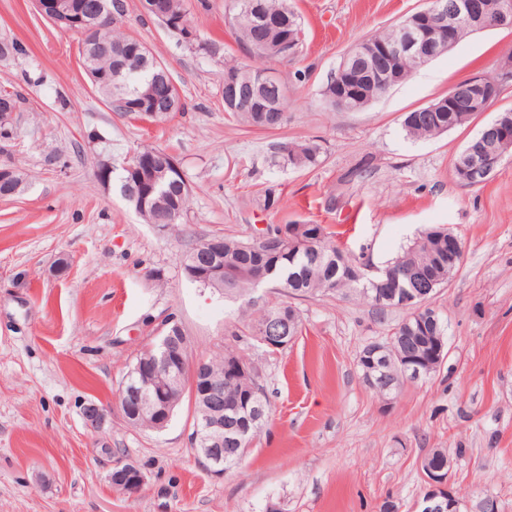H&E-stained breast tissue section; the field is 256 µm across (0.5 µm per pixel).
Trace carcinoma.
I'll use <instances>...</instances> for the list:
<instances>
[{
	"mask_svg": "<svg viewBox=\"0 0 512 512\" xmlns=\"http://www.w3.org/2000/svg\"><path fill=\"white\" fill-rule=\"evenodd\" d=\"M112 8V19L99 25L95 30L82 35L80 55L84 69L97 91L106 101L118 102L121 113L128 111L127 102L136 98L135 86L146 85L151 80L153 70L147 68L137 73H124L116 80L121 87L114 86L113 67L115 58L110 54H99L96 47L108 44L117 47L121 53L139 54L145 50L144 43L126 36L119 28L123 14V4L119 0H97ZM250 0H233L231 25L237 34V40L252 52L256 43L249 33L242 29L244 7ZM263 10L283 19L287 33L301 31V19L291 0H255ZM288 87L279 86L278 112H235L233 116L243 125L260 130H278L287 122ZM154 105L157 107L156 120L162 121L181 111L183 104L180 94L170 77H165L158 88ZM405 135L412 139H429L440 135L437 127L417 118V113L408 112L402 121ZM321 147L309 141L303 143L285 142L279 146L278 155L283 164L293 168H309L320 160ZM186 181L182 169H171L161 191L180 205L181 215L172 224L177 228L183 223L189 209L190 195L182 190ZM285 239L280 250L269 252L257 240H242L236 237H224V292L247 291L256 286L255 278L272 282L285 295L316 296L330 293L331 282L342 289L344 297L371 304L380 310L398 309L402 299L411 303L405 305L409 314L393 328L385 339L388 348L372 358L362 356L359 368L363 381L380 397L392 399L407 382L416 380L412 374L418 369L423 378L429 376L419 362L421 356L431 349L432 337L447 333V325L433 306L438 289L448 283V229L432 227L421 232L401 252L369 276L362 271L361 264L330 240L325 228L320 224H286ZM435 278L438 285L422 298L416 297L420 291V276ZM287 303L265 304L261 307L249 302L242 310L241 318L249 321L252 336L262 343L267 327L272 332L288 330V335L296 336L302 331L303 320L299 311H294L293 319L284 325L280 323L282 309ZM235 356L250 363L249 356L227 348L222 353L207 359L211 376L220 381L225 378V359ZM253 409L243 404L224 407V436H237V427L249 429L247 444L252 443L261 432L264 424L252 423ZM224 447L234 449V457L224 458V470L237 467L248 454L246 444L234 445L224 442ZM434 464L451 467L447 452L442 448L433 450L422 461V470Z\"/></svg>",
	"mask_w": 512,
	"mask_h": 512,
	"instance_id": "obj_1",
	"label": "carcinoma"
}]
</instances>
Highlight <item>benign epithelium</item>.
<instances>
[{"mask_svg": "<svg viewBox=\"0 0 512 512\" xmlns=\"http://www.w3.org/2000/svg\"><path fill=\"white\" fill-rule=\"evenodd\" d=\"M38 11L52 23L61 14H67L68 30L82 27L86 30L103 22L102 14L94 7L86 10L87 16L73 18L71 5L65 0H35ZM146 15L161 21L168 20L166 0H146L142 3ZM280 18L268 15L253 5L247 13V24L253 30L278 27ZM497 25L487 13L485 0H426V5L413 12L402 23L394 39L383 45L358 48L349 52L341 61L336 84L344 85L346 74L362 72L371 85L386 92L399 83L395 64L403 57L413 59L424 66L459 42V32L482 31ZM303 33L293 32L278 45L281 58L294 56L302 43ZM501 79L470 78L463 84H455L448 94L420 108L425 121L444 127L436 113L452 111L486 112L499 97L501 81L512 78V57L505 59L500 68ZM279 88L276 76L262 70L253 75L250 70L243 74L224 75V105L231 109L249 108L265 112L276 108L275 95ZM512 112L498 113L496 119L483 127L475 140L464 151L460 169L471 181L478 183L488 177L502 158L512 152ZM132 168L139 171L138 185L124 190L125 199L132 202L146 201L154 190L158 177L164 175V167L155 160L136 158ZM205 268L196 266L186 271L187 278L205 287L219 288L224 285V241L212 237L206 241ZM185 342L182 330L173 325L166 330L158 346L146 349L143 365L123 385L120 395V411L126 422L134 427L148 420L152 429L167 427L174 415V404L169 399L172 387L180 383V372L185 368ZM191 394L197 402L199 417L196 418V435L202 447L196 449L198 460L216 475L224 473V387L215 384L209 375L206 359L201 358L190 367ZM112 487L122 494H135L145 483L140 467L130 459H119L109 475ZM451 472L431 469L424 475L425 493L419 506L422 512H457L460 501L450 490Z\"/></svg>", "mask_w": 512, "mask_h": 512, "instance_id": "1", "label": "benign epithelium"}]
</instances>
